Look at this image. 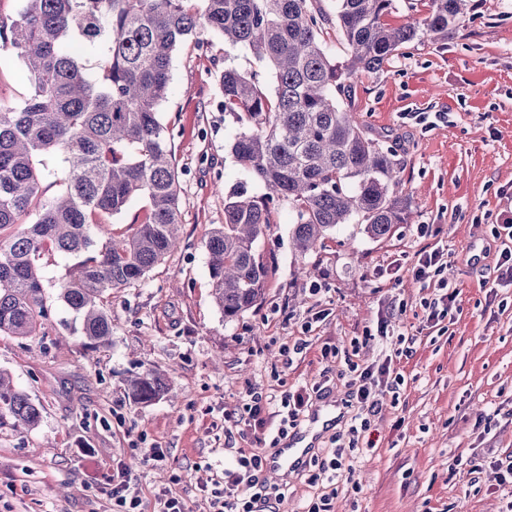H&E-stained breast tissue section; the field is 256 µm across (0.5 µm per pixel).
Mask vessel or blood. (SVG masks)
Returning a JSON list of instances; mask_svg holds the SVG:
<instances>
[{"mask_svg": "<svg viewBox=\"0 0 512 512\" xmlns=\"http://www.w3.org/2000/svg\"><path fill=\"white\" fill-rule=\"evenodd\" d=\"M342 417V412L333 408L330 400H318L309 411L304 427L295 430L278 448L266 454V471L283 478L300 471L315 451L318 439L331 431Z\"/></svg>", "mask_w": 512, "mask_h": 512, "instance_id": "1", "label": "vessel or blood"}]
</instances>
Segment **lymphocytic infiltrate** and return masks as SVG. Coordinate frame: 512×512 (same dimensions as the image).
<instances>
[{"instance_id":"1","label":"lymphocytic infiltrate","mask_w":512,"mask_h":512,"mask_svg":"<svg viewBox=\"0 0 512 512\" xmlns=\"http://www.w3.org/2000/svg\"><path fill=\"white\" fill-rule=\"evenodd\" d=\"M415 261L409 269L414 280L424 287L436 288L433 297L425 298L421 304V315L415 326H407L401 317L405 306L388 303L377 314L376 333L366 335V342L384 345L392 344L391 354L384 360L367 366L350 365L345 374V385L348 389V402L355 405L357 411L350 418L348 444H336L330 456L317 464V469L309 476L310 482L336 481L343 474H354V458L348 455V448L356 447L361 436L370 428L369 418L377 412L381 397L396 393L403 384L402 375L397 372L394 361L396 358L409 355L406 345L409 332L423 334L437 326L456 304L460 294L458 288L452 287L444 273L448 268V254L443 246L427 244L419 248ZM322 383L303 386L296 391H286L281 396L263 392H252L245 407L248 420L244 424L245 431L251 432L257 445L256 450L238 449L234 464L224 471V487L214 492L208 501V512H273L274 506L280 502L283 494L279 487L260 482L257 473L263 468V456L259 454V446L265 445L271 434L266 429V422L261 414L266 409H275L278 417V436H285L289 426L295 425L300 411L307 406L312 394L322 392Z\"/></svg>"}]
</instances>
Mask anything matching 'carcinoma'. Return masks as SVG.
<instances>
[{"label": "carcinoma", "instance_id": "cac0c4a2", "mask_svg": "<svg viewBox=\"0 0 512 512\" xmlns=\"http://www.w3.org/2000/svg\"><path fill=\"white\" fill-rule=\"evenodd\" d=\"M336 28L348 58H331L321 41L329 15L311 0H21L0 13V49L22 59L32 92L18 108L0 104V334L35 336L49 318L45 269L54 256L74 259L55 287L80 333L96 347L112 336V290L142 281L181 244L179 173L171 135L158 108L166 98L173 52L198 29L248 46L273 71L274 90L226 68L221 107L239 131L234 162L265 193L244 185L224 199V223L206 248L214 301L226 320L254 309L273 274L255 243L272 209L294 213L291 242L314 251L330 233L358 220L375 240L408 224L400 160L341 102L352 79L389 61L403 45L446 42L468 15V0H430L407 25L383 17L395 0H335ZM100 57L96 73L71 52ZM58 156L56 173L39 168ZM54 175L62 189L47 195ZM148 201L145 221L120 237L111 218L135 196ZM171 390L148 369L128 380V395L149 404ZM40 408L0 370V424L33 427Z\"/></svg>", "mask_w": 512, "mask_h": 512}]
</instances>
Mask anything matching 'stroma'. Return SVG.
I'll return each mask as SVG.
<instances>
[{"instance_id": "obj_1", "label": "stroma", "mask_w": 512, "mask_h": 512, "mask_svg": "<svg viewBox=\"0 0 512 512\" xmlns=\"http://www.w3.org/2000/svg\"><path fill=\"white\" fill-rule=\"evenodd\" d=\"M471 4L448 42L400 48L382 71L355 78L344 104L373 137L399 138L414 223L385 240L349 224L301 258L289 239L294 215L279 206L257 243L275 263L263 302L234 321L214 303L206 241L224 221L228 191L250 182L228 152L237 125L220 107L219 76L231 67L268 84L271 69L207 29L174 51L159 110L175 135L182 244L140 283L113 292L107 345L85 346L54 288L45 291L51 317L42 335L0 334V368L42 407L34 427H0V512H112L105 485L119 462L146 505L170 488L187 512H205L237 449L252 445L238 425L252 388L278 394L324 378L344 401L349 362L382 356L362 340L383 301L404 303L412 322L428 294L408 272L422 224L448 248L456 310L397 361L400 396L382 398L372 416V446L353 481L295 476L278 509L301 512L331 493L335 512H504L496 469L471 474L461 461L476 452L512 461V288H496L492 255L470 261L501 249L486 215L505 209L501 191L512 193V0ZM30 93L21 59L0 49V104L21 106ZM412 112L445 119L426 127ZM301 340L303 351L285 358L284 347ZM147 368L168 377L174 397L131 401L126 380ZM490 411V425L479 424ZM146 448L162 449L163 459L141 465Z\"/></svg>"}]
</instances>
